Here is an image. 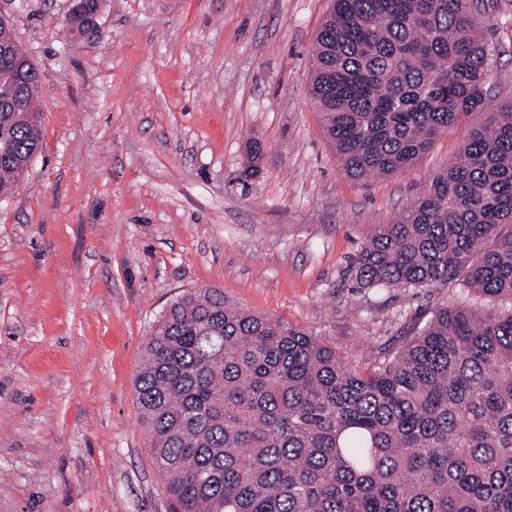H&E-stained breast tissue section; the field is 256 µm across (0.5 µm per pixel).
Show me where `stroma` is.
<instances>
[{
  "instance_id": "stroma-1",
  "label": "stroma",
  "mask_w": 512,
  "mask_h": 512,
  "mask_svg": "<svg viewBox=\"0 0 512 512\" xmlns=\"http://www.w3.org/2000/svg\"><path fill=\"white\" fill-rule=\"evenodd\" d=\"M484 4L498 49L486 110L406 172L355 180L308 93L331 0H104L85 43L67 0H0L41 71L43 131L0 199V512H172L134 382L185 291L223 289L363 369L461 300L453 280L356 287L351 263L512 99V0ZM81 11V2L80 0H70V8L66 18V25L70 32L71 38L73 42H86L93 39L91 35L92 29H98V14H95L90 22L85 25L79 26L78 23L74 22L71 18L77 16ZM89 25L90 28H85V26Z\"/></svg>"
}]
</instances>
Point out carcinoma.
I'll return each instance as SVG.
<instances>
[{
  "instance_id": "cac0c4a2",
  "label": "carcinoma",
  "mask_w": 512,
  "mask_h": 512,
  "mask_svg": "<svg viewBox=\"0 0 512 512\" xmlns=\"http://www.w3.org/2000/svg\"><path fill=\"white\" fill-rule=\"evenodd\" d=\"M479 0H333L310 95L353 179L406 171L480 109L497 48ZM37 96L0 87V197L41 147ZM361 288L455 280L364 370L221 288L152 326L139 419L176 512H512V100L469 130L352 261Z\"/></svg>"
}]
</instances>
